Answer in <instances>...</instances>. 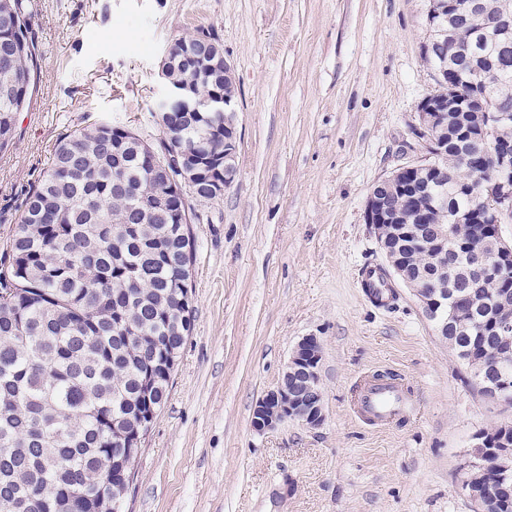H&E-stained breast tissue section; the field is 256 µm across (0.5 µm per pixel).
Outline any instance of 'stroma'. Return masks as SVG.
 <instances>
[{"mask_svg":"<svg viewBox=\"0 0 512 512\" xmlns=\"http://www.w3.org/2000/svg\"><path fill=\"white\" fill-rule=\"evenodd\" d=\"M37 87L0 151V249L27 193L78 125L158 144L170 43L207 28L233 66L235 182L191 201V331L135 462L124 512H475L463 489L480 431L512 424L427 321L411 288L389 307L360 284L384 265L365 205L423 159L413 132L433 88L428 0H27ZM316 337L325 420L257 433L256 402ZM415 390L406 418H354L356 378Z\"/></svg>","mask_w":512,"mask_h":512,"instance_id":"1","label":"stroma"}]
</instances>
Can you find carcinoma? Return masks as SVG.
Wrapping results in <instances>:
<instances>
[{"mask_svg": "<svg viewBox=\"0 0 512 512\" xmlns=\"http://www.w3.org/2000/svg\"><path fill=\"white\" fill-rule=\"evenodd\" d=\"M482 13L462 10L440 18L436 37L455 53L441 64L467 86L479 81L494 111L512 113V0H480ZM25 0H0V150L14 137L16 117L37 83L28 38ZM203 56L197 39L174 41L162 69L166 80L190 94L236 97L224 81L223 48ZM167 156L123 125L81 126L57 145L51 168L28 192L20 223L0 254V512H121L136 456L120 433L139 415H158L169 396L173 368L166 356L181 351L190 330L193 240L176 190L175 160L199 159L196 198L211 200L224 183V115L203 108L186 117L158 111ZM445 139L434 163L445 172L430 192L395 204L404 224L440 237L448 274L471 295L473 315L453 342L456 357L474 379L496 357L492 331L497 296L512 292V258L490 276H469L464 242L497 244L498 226L479 220L448 223V211L465 212L488 193L484 184H461L463 165L477 168L494 141L512 144V126L459 142ZM429 238L398 243L408 262L410 287H427L441 268ZM487 446L470 471L474 496L512 486V471L495 470L497 454L512 447V426L480 433Z\"/></svg>", "mask_w": 512, "mask_h": 512, "instance_id": "obj_1", "label": "carcinoma"}]
</instances>
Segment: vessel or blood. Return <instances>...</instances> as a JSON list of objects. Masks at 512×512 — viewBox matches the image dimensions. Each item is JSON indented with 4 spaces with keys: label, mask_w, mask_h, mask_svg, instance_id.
Masks as SVG:
<instances>
[{
    "label": "vessel or blood",
    "mask_w": 512,
    "mask_h": 512,
    "mask_svg": "<svg viewBox=\"0 0 512 512\" xmlns=\"http://www.w3.org/2000/svg\"><path fill=\"white\" fill-rule=\"evenodd\" d=\"M413 390L403 380L359 379L353 388L352 410L369 424L385 425L403 417L413 407Z\"/></svg>",
    "instance_id": "vessel-or-blood-1"
}]
</instances>
